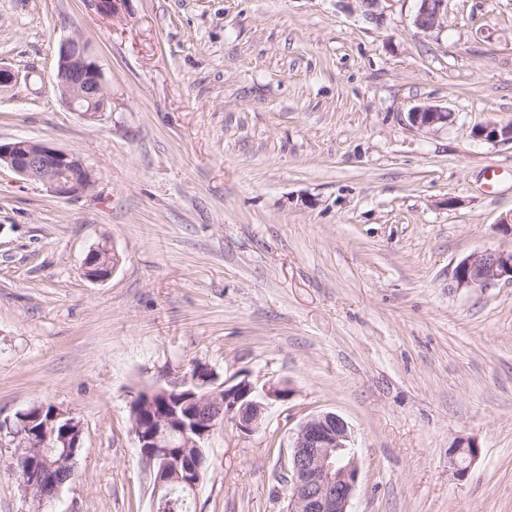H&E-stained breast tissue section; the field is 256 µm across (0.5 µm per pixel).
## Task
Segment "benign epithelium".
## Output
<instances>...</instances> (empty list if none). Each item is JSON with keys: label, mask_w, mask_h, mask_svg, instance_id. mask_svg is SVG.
<instances>
[{"label": "benign epithelium", "mask_w": 512, "mask_h": 512, "mask_svg": "<svg viewBox=\"0 0 512 512\" xmlns=\"http://www.w3.org/2000/svg\"><path fill=\"white\" fill-rule=\"evenodd\" d=\"M416 2L414 25L423 31L436 28L445 0ZM56 86L70 110L89 119L102 112L99 101L105 99L103 75L77 35L61 46ZM452 118V113L434 106H421L409 113L410 122L419 128L446 126ZM478 136L512 144V125L492 124L482 128ZM2 162L23 179L45 184L60 198L84 194L93 181L92 172L74 154L28 138L0 142ZM503 279L512 281V251L485 250L457 263L451 273V286L486 288ZM201 373L202 368L195 366L162 388L165 403L159 411L153 405L147 407L152 412L150 421L133 416L140 458L149 471L155 499L172 482L197 489L205 465L204 444L217 427L230 420L241 432L251 433L271 406L289 396L287 388L275 384L264 386L259 393L246 377L218 386L215 375L209 380L215 389L199 393L196 384ZM3 429L19 439V447L34 451L27 472L20 475L27 494L39 503L56 495L74 474L83 433L81 423L56 410L43 430H31L22 419L0 422V431ZM477 453L473 446L453 449L451 464L457 473L467 472ZM358 475L357 452L348 423L332 412L309 417L289 448L285 512H349Z\"/></svg>", "instance_id": "obj_1"}]
</instances>
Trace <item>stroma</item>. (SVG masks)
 I'll return each instance as SVG.
<instances>
[{
  "label": "stroma",
  "instance_id": "35a3bbf8",
  "mask_svg": "<svg viewBox=\"0 0 512 512\" xmlns=\"http://www.w3.org/2000/svg\"><path fill=\"white\" fill-rule=\"evenodd\" d=\"M0 0V141L78 156L59 198L0 168V422L34 406L83 426L42 504L0 435V512H154L130 403L201 364L283 383L253 433L205 443L193 512H284L309 416L349 424L350 512H512V283L450 288L512 250V0ZM81 36L112 100L87 119L55 86ZM454 116L433 129L408 114ZM108 245L107 280L83 271ZM478 455L465 475L450 451ZM414 25L423 31L436 28L443 14L445 0H416ZM453 114L434 106H421L409 112V120L412 125L419 128H435L447 126L451 122ZM512 281V251L474 252L457 263L451 273L456 289L488 287L497 281Z\"/></svg>",
  "mask_w": 512,
  "mask_h": 512
}]
</instances>
